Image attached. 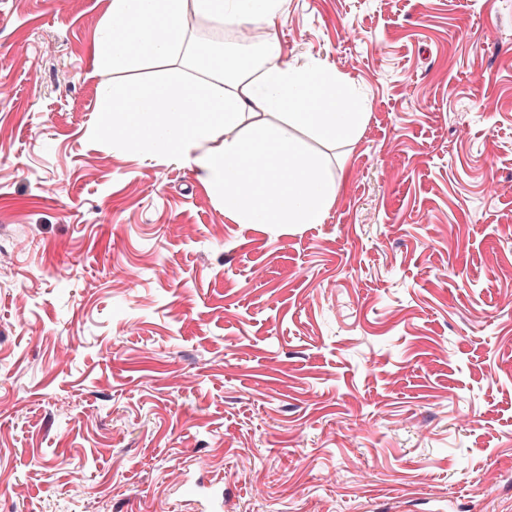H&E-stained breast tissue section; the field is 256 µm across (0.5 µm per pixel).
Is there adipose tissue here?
I'll return each instance as SVG.
<instances>
[{
	"mask_svg": "<svg viewBox=\"0 0 512 512\" xmlns=\"http://www.w3.org/2000/svg\"><path fill=\"white\" fill-rule=\"evenodd\" d=\"M183 4L110 0L98 33L97 62L129 77L100 91L103 131H121L122 147L186 162L239 223H322L336 183L287 130L352 139L364 113L334 71L288 66L275 39L247 60L220 44L197 51L183 27ZM194 5L219 25L240 27L271 24L282 0H194ZM145 59L162 73L161 81L136 78ZM250 111L281 115L284 123H255L228 136Z\"/></svg>",
	"mask_w": 512,
	"mask_h": 512,
	"instance_id": "obj_1",
	"label": "adipose tissue"
}]
</instances>
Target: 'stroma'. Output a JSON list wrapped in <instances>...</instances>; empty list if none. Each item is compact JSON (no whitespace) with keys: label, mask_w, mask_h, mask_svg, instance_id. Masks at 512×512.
I'll return each instance as SVG.
<instances>
[{"label":"stroma","mask_w":512,"mask_h":512,"mask_svg":"<svg viewBox=\"0 0 512 512\" xmlns=\"http://www.w3.org/2000/svg\"><path fill=\"white\" fill-rule=\"evenodd\" d=\"M110 0H0V512H512V0H283L362 98L323 223L98 129Z\"/></svg>","instance_id":"1"}]
</instances>
